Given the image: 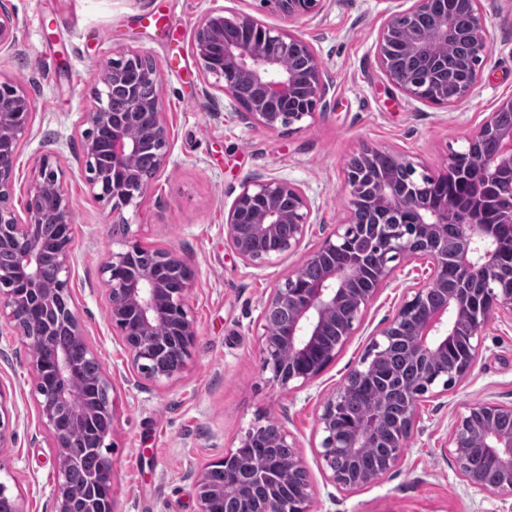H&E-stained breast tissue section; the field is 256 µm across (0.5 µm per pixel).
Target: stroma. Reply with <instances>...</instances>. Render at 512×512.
Listing matches in <instances>:
<instances>
[{
	"instance_id": "stroma-1",
	"label": "stroma",
	"mask_w": 512,
	"mask_h": 512,
	"mask_svg": "<svg viewBox=\"0 0 512 512\" xmlns=\"http://www.w3.org/2000/svg\"><path fill=\"white\" fill-rule=\"evenodd\" d=\"M18 22L17 45L0 55V77L33 99V128L19 150L16 177L26 184L40 157L59 152L69 168L65 188L75 211L71 297L88 343L111 381L114 411L108 455L115 512H199L197 471L237 448L251 428L276 418L290 432L308 468L311 512H505L512 502L468 487L444 455L450 428L487 400L512 404V319L491 317L471 373L448 394L418 406L419 422L400 464L376 484L345 492L325 478L318 458L324 398L360 362L409 288L428 266L397 264L347 343L316 378L285 391L263 368L262 320L272 288L283 284L344 215V167L369 145L412 160L434 175L450 152L498 101L512 95V0L487 6L491 55L470 97L455 106L403 95L380 71L377 39L390 0H331L325 10L290 26L310 41L327 67V106L289 127L266 130L231 114L222 94L200 74L192 42L213 3L284 25L262 0H0ZM165 16L166 29L149 17ZM133 48L153 57L171 132L169 162L138 205L124 208L130 237L189 256L195 271L188 303L197 326L194 355L176 378L134 387L128 353L108 324L101 266L112 235L110 205L95 199L76 169L81 117L100 58ZM283 176L315 198L319 213L300 246L260 266L245 265L227 245L224 222L243 185ZM0 392L13 416L0 451V482L21 512H54L61 480L47 428L36 415L35 379L18 337L0 334Z\"/></svg>"
}]
</instances>
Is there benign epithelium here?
I'll use <instances>...</instances> for the list:
<instances>
[{
  "label": "benign epithelium",
  "mask_w": 512,
  "mask_h": 512,
  "mask_svg": "<svg viewBox=\"0 0 512 512\" xmlns=\"http://www.w3.org/2000/svg\"><path fill=\"white\" fill-rule=\"evenodd\" d=\"M282 20L316 15L329 0H262ZM484 0H412L403 10L390 11L379 31L377 62L387 80L405 96L433 105H455L466 100L480 78V66L491 54L485 37ZM465 12L470 18L468 46L461 57L466 79L457 82L440 76L438 64L428 77L429 89L413 83L399 61L430 58L433 46L448 42L452 16ZM222 6L204 14L194 33L193 51L205 81L220 91L235 113L250 123L276 130L286 121L312 118L328 93L326 68L313 45L288 27L271 28L247 14L224 16ZM432 16L426 40H414L407 28L418 14ZM17 42L14 16L0 5V52ZM302 58L287 66L286 57ZM161 85L157 63L142 51L125 49L106 55L98 63L91 103L83 113L80 133L82 157L78 171L91 193L111 205L116 223H124L122 210L138 204L149 186L165 169L169 157V129L163 119L159 94L140 96L139 85ZM124 88L130 107L151 116L139 134H128L131 113L114 112L109 102L112 87ZM512 111V96L499 101L494 112L467 138V161L453 153L434 177V183L410 178L397 182L386 160L414 171L407 157L387 149L365 146L346 162L347 209L342 221L307 257L321 268L314 280L303 277V268L272 289L263 312L286 308L288 324L276 333L264 330L263 368L283 390L306 384L336 357L352 334L354 322L391 277L396 260L430 263L429 281L414 288L379 331L360 365L351 369L337 390L327 396L318 416L323 434L319 457L328 480L347 492L361 490L398 466L417 428V408L426 394L442 384L446 392L464 379L476 363L481 330L495 314L512 320V270L496 250L497 225L512 224V126L496 123L497 113ZM34 105L27 93L9 80H0V252L15 254V264L0 268V322L28 350L35 376L39 415L56 448V465L64 473L72 464L69 441L91 426L96 411L83 386L75 383L80 358H93L84 325L73 305L62 320L70 336L66 347L36 330L30 302L51 307L68 294L74 253V210L64 187L66 171L56 152L44 154L33 178L23 188L25 206L18 215L12 206L16 191L15 170L22 142L30 135ZM493 138L496 151L481 150ZM154 151V171L141 178L136 159ZM477 179L486 191L478 208L448 206L439 194L448 177ZM371 210L375 224H360L357 214ZM314 201L298 184L286 178H257L242 187L224 224L225 241L247 265L278 258L304 239L313 216ZM452 231L457 247L448 251L443 233ZM52 244L54 271H43L42 254ZM375 246L371 285L356 287L365 265L363 243ZM142 245L126 239L123 247L109 250L102 268L107 318L112 331L128 352L142 380L159 383L181 374L193 358L197 327L187 298L193 288L191 260L172 250H158L161 269L134 264L133 253ZM336 336L328 343L325 337ZM393 348L405 350L404 374L389 364ZM181 366L175 371L158 367L172 352ZM363 390L374 395L370 413L347 426L339 423L347 400ZM512 406L485 401L469 408L451 426L445 456L457 475L470 487L512 497V435L498 428ZM11 413L0 391V447L10 433ZM295 447L290 433L276 419L249 431L239 446L217 463L235 474L221 487L210 485L204 466L196 475L199 512H213L219 500H231L235 512H310L314 487L302 456L282 457L275 448ZM251 448L266 454L262 467H246L242 453ZM370 448L384 449L381 465H359ZM484 450L496 471L490 481L469 462L472 449ZM90 482L112 498V461L104 460ZM265 493L257 495L256 490ZM76 492L66 482L55 491V512H72Z\"/></svg>",
  "instance_id": "obj_1"
}]
</instances>
